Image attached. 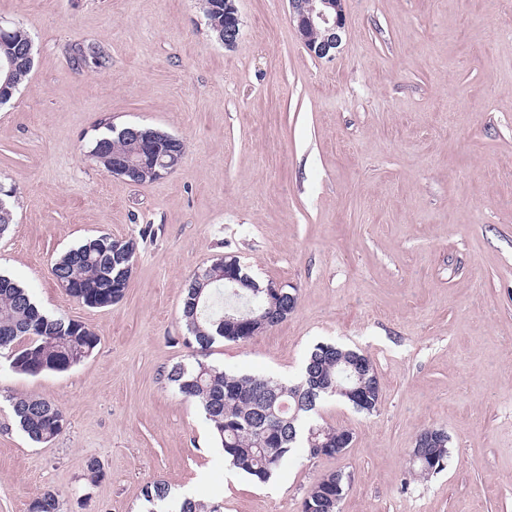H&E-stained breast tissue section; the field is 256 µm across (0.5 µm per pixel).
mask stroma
<instances>
[{
    "label": "stroma",
    "instance_id": "obj_1",
    "mask_svg": "<svg viewBox=\"0 0 512 512\" xmlns=\"http://www.w3.org/2000/svg\"><path fill=\"white\" fill-rule=\"evenodd\" d=\"M235 4L228 50L198 0H0L35 54L0 106L14 206L0 274L100 338L37 376L0 352V512H28L44 489L65 512H140L156 481L220 512H300L336 470L351 476L339 512H512V0H345L322 59L288 0ZM88 46L100 60H79ZM104 121L183 139L181 165L145 183L106 173L88 154ZM101 234L137 251L123 299L96 309L50 269ZM224 256L298 303L250 340L217 341L206 363L294 381L319 343L370 356L375 411L329 400L313 417L351 432L343 455L298 447L254 482L168 383L192 354L185 288ZM20 395L58 404L63 432L31 441ZM427 428L447 432L450 457L423 479L410 450Z\"/></svg>",
    "mask_w": 512,
    "mask_h": 512
}]
</instances>
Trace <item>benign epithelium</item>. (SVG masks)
<instances>
[{
	"label": "benign epithelium",
	"instance_id": "benign-epithelium-1",
	"mask_svg": "<svg viewBox=\"0 0 512 512\" xmlns=\"http://www.w3.org/2000/svg\"><path fill=\"white\" fill-rule=\"evenodd\" d=\"M291 18L296 23L297 33L309 51L316 58H324L336 50L341 42V32L345 28L346 16L344 0H289ZM207 14L224 12V29L217 41L226 48L234 47L241 36V22L234 0H201ZM33 42L18 52L9 53L0 60V74H4L0 85V105L13 96L10 76L20 62H31ZM123 133L134 135L139 141L138 157L113 160L112 172L117 177L138 175L142 168H156V173L166 175L182 161L176 143H171L165 154H160L155 144L144 137V133L133 128H125Z\"/></svg>",
	"mask_w": 512,
	"mask_h": 512
}]
</instances>
